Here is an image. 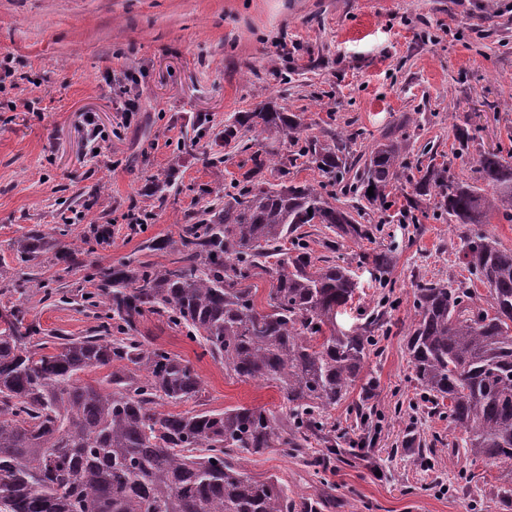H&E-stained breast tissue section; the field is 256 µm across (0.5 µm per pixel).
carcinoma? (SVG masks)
<instances>
[{"label": "carcinoma", "mask_w": 512, "mask_h": 512, "mask_svg": "<svg viewBox=\"0 0 512 512\" xmlns=\"http://www.w3.org/2000/svg\"><path fill=\"white\" fill-rule=\"evenodd\" d=\"M265 134L285 136L324 180L224 193L178 237L144 245L168 252L166 265H89L87 279L104 300L86 301L103 307V335L67 338L47 353L29 308L0 309V512H316L278 479L250 476L243 460L268 448L294 454L312 439L328 444L315 466L336 454L325 415L361 375L381 315L350 329L337 324L357 283L349 267L313 255L309 241L321 227L370 239L373 227L333 204L330 188L352 172L361 198L383 207L408 165L400 142L385 136L355 172L337 139L306 135L275 104L237 116L224 143ZM477 173L483 188L429 164L406 207L420 210L433 188L441 212L470 225L461 260L489 288L488 307L461 284L418 282L407 350L432 403L448 400L440 415L448 430L466 434L463 455L511 465L512 248L481 225L492 216L512 223V162L489 151ZM46 248L69 262L82 252L36 233L16 242L24 262ZM261 275L271 281L267 311L256 308L249 285ZM146 313L197 342L228 375L276 386L285 418L263 407L166 410L198 398L203 382L188 362L137 336ZM98 369L108 370L103 380H84Z\"/></svg>", "instance_id": "obj_1"}]
</instances>
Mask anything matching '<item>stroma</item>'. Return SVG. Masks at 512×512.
Returning a JSON list of instances; mask_svg holds the SVG:
<instances>
[{"instance_id":"stroma-1","label":"stroma","mask_w":512,"mask_h":512,"mask_svg":"<svg viewBox=\"0 0 512 512\" xmlns=\"http://www.w3.org/2000/svg\"><path fill=\"white\" fill-rule=\"evenodd\" d=\"M503 38L512 41V0H0V280L11 288L0 305L25 303L47 336L92 335L88 264L165 263L145 243L177 235L197 221L206 194L231 185L319 181L307 159L257 171L253 152L220 139L234 116L271 100L309 135L354 132L351 159L397 136L409 169L433 161L473 181L481 155L512 148V48L500 47ZM91 120L103 134L94 142ZM461 128L472 133L463 146ZM172 166L173 188L153 195L152 181ZM412 191L391 190L386 215L362 209L361 223L376 227L371 239L336 240L358 283L338 323L390 300L378 346L328 415L336 459L314 473L311 460L326 452L315 440L300 455L266 449L245 468L320 501V512H512V497L499 492L503 465L449 453V438L463 433L434 412L409 362L416 281L464 282L478 302L488 297L460 260L463 228L438 213L436 196L424 217L402 218ZM93 222L109 225L112 239L77 263L36 266L16 253L29 230L73 238ZM380 251L390 257L383 273L371 261ZM40 284L63 297L43 300ZM138 329L202 379L201 398L178 411L283 407L278 388L225 374L165 320L148 315ZM369 382L372 412L362 420L354 406Z\"/></svg>"}]
</instances>
